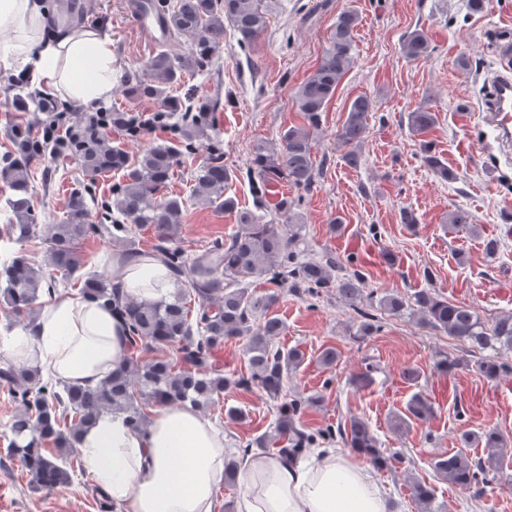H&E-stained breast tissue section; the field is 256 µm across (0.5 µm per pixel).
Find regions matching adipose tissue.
<instances>
[{
	"instance_id": "1",
	"label": "adipose tissue",
	"mask_w": 512,
	"mask_h": 512,
	"mask_svg": "<svg viewBox=\"0 0 512 512\" xmlns=\"http://www.w3.org/2000/svg\"><path fill=\"white\" fill-rule=\"evenodd\" d=\"M0 68L33 69L44 93L86 106L111 97L116 74L111 38L84 24L52 31L43 0H0ZM112 282L146 301L174 288L165 264L144 254L113 257ZM127 334L123 318L101 302L60 295L6 352L16 363L48 367L60 381L93 387L126 355ZM79 451L118 512H212L228 459L223 433L179 405L157 407L138 428L103 415L82 433ZM242 478L236 512H388L367 467L337 448L318 449L305 463L249 457Z\"/></svg>"
}]
</instances>
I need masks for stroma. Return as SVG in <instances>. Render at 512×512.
<instances>
[{
    "mask_svg": "<svg viewBox=\"0 0 512 512\" xmlns=\"http://www.w3.org/2000/svg\"><path fill=\"white\" fill-rule=\"evenodd\" d=\"M66 23L101 28L112 39L119 65L109 107L143 114L154 112L151 100L126 94L127 79L147 76V65L158 50L187 55V38L149 43L131 17L127 0H60ZM356 11V52L335 96L321 114L313 150L315 183L311 190L278 179L256 196L249 178L254 147L278 143L289 127L302 124L294 94L318 67L339 14ZM265 31L246 48L237 43L232 25L212 64L184 72L170 92L194 90L198 98L219 102L213 136L200 138L194 153L181 157L160 197H190L198 168L214 140H221L224 161L233 176L226 187L237 211L219 212L202 204L187 207L177 244L186 254H198L237 228L238 210H255L263 218L278 217L281 199L294 200V221L300 226V251L307 257H337L347 269L360 270L365 290L409 294L436 289L450 302L463 304L490 321L512 313V149L495 147L483 153L486 128L478 108L489 95L490 79L502 70L495 52L498 42L512 37V0H488L473 11L469 0H271ZM430 40L428 56L406 60L402 43L413 30ZM15 75L0 68V154L11 150L9 130L19 121L41 129L43 117L20 112L13 102ZM359 96L371 101L367 130L359 147L358 167L347 166L336 144V131L350 103ZM435 112L437 124L427 134L412 133L407 114L418 107ZM452 172L445 181L422 162V145ZM31 206L38 224L60 219L76 182L85 175L78 161L55 155L32 167ZM471 212L475 231H452L448 214L456 208ZM412 210L417 222H401L402 210ZM497 240L495 256L485 244ZM273 316L285 324L274 343L298 348L304 361L287 376L289 398L316 397L299 419L312 432L356 416L364 419L385 453L388 467L373 469L394 505L393 512H418L411 486L421 482L435 490L433 512H512V490L488 486L483 493L462 489L439 478L432 462L461 447L459 436L494 428L512 449V352L485 349L467 352L454 338L421 326L409 316L381 315L379 329L366 340L354 333L359 316L336 289L314 296L281 290ZM335 348L336 362L325 366L321 352ZM464 359L451 374L436 371L440 355ZM505 363L506 372L485 377L481 359ZM372 382H358L362 374ZM431 403L434 414L419 420L408 416L415 394ZM244 413L232 420L227 407ZM20 407L0 386V512H115L111 501L97 493L82 456L73 453L70 483L38 491L17 458L7 453L8 425ZM276 409L259 391L231 388L204 417L223 429L232 448L256 436L270 437V448L282 447L274 434ZM406 423L394 431V416Z\"/></svg>",
    "mask_w": 512,
    "mask_h": 512,
    "instance_id": "1",
    "label": "stroma"
}]
</instances>
